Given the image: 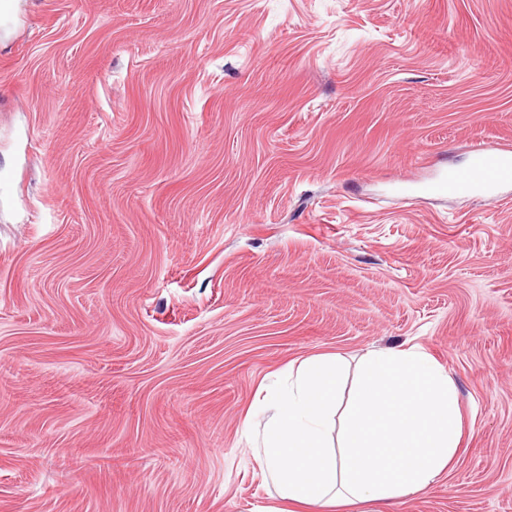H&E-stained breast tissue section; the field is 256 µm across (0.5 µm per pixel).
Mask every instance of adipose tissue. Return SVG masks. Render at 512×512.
<instances>
[{
	"instance_id": "ef3b65f1",
	"label": "adipose tissue",
	"mask_w": 512,
	"mask_h": 512,
	"mask_svg": "<svg viewBox=\"0 0 512 512\" xmlns=\"http://www.w3.org/2000/svg\"><path fill=\"white\" fill-rule=\"evenodd\" d=\"M335 352L298 360L288 381L261 384L251 413L265 417L257 461L279 506L265 512H353L390 506L449 472L462 441L456 387L447 370L414 347L364 355L347 405ZM340 429L342 448L331 442Z\"/></svg>"
}]
</instances>
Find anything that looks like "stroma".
Here are the masks:
<instances>
[{
	"label": "stroma",
	"instance_id": "1",
	"mask_svg": "<svg viewBox=\"0 0 512 512\" xmlns=\"http://www.w3.org/2000/svg\"><path fill=\"white\" fill-rule=\"evenodd\" d=\"M512 0H0V512H261L290 361L420 346L512 512ZM512 186V147L480 142L469 146L468 163L459 168L448 166L439 171L423 190L434 195L481 194L502 196Z\"/></svg>",
	"mask_w": 512,
	"mask_h": 512
}]
</instances>
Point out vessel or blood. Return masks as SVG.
<instances>
[{
	"label": "vessel or blood",
	"mask_w": 512,
	"mask_h": 512,
	"mask_svg": "<svg viewBox=\"0 0 512 512\" xmlns=\"http://www.w3.org/2000/svg\"><path fill=\"white\" fill-rule=\"evenodd\" d=\"M511 186L512 147L480 142L470 145L465 167L439 171L424 190L434 195L481 194L498 198L503 189Z\"/></svg>",
	"instance_id": "b4317fda"
}]
</instances>
